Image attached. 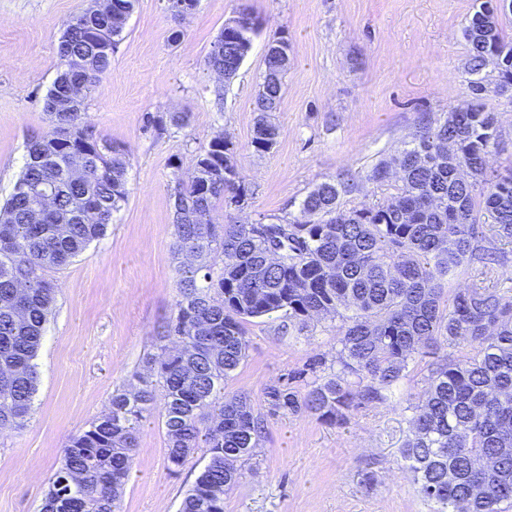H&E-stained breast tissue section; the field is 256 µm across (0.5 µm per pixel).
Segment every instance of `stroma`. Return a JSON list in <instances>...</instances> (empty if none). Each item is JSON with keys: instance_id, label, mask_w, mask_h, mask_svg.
Masks as SVG:
<instances>
[{"instance_id": "1", "label": "stroma", "mask_w": 512, "mask_h": 512, "mask_svg": "<svg viewBox=\"0 0 512 512\" xmlns=\"http://www.w3.org/2000/svg\"><path fill=\"white\" fill-rule=\"evenodd\" d=\"M87 0H0V203L12 192L27 146L47 131L43 99L57 76L58 41ZM474 0H198L184 19L168 0H135L112 66L85 100V125L131 158L128 198L101 240L62 270L36 362L38 390L28 421L0 430V512H39L69 435L101 417L114 389H134L178 298L173 189L189 180L200 147L232 144L252 190L248 223L298 215L317 184L354 178L353 201L380 189L366 175L409 140L422 117L467 98L470 59L461 29ZM261 22L237 75L224 80L206 59L225 20L241 9ZM179 41H171L173 31ZM287 36L294 61L284 79L281 135L267 153L251 147L254 101L270 42ZM189 115L159 132L150 115ZM331 318L307 327L276 318L246 323V358L224 386L246 394L266 434L224 498V512H431L400 446L407 400L422 398L424 366L391 399L348 424L311 413H271L269 385L318 364H336ZM162 404L144 423L121 512H179L206 463L196 451L171 471Z\"/></svg>"}]
</instances>
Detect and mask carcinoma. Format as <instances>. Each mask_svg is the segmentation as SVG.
<instances>
[{
	"label": "carcinoma",
	"instance_id": "cac0c4a2",
	"mask_svg": "<svg viewBox=\"0 0 512 512\" xmlns=\"http://www.w3.org/2000/svg\"><path fill=\"white\" fill-rule=\"evenodd\" d=\"M481 0L465 20L471 59L470 95L453 112L422 121L390 160L366 179L385 187L374 203L346 207L353 179L316 185L299 204L300 216L246 224L232 201L252 195L233 161L230 142L215 137L196 155L194 177L174 187L175 251L196 252L179 269L175 314L147 355L150 373L132 391L112 392L109 411L73 434L50 481L40 512H120V494L134 462L140 422L165 400L162 423L167 458L182 467L201 446L209 462L182 502L181 512H224V496L240 478L239 463L256 455L263 433L244 394L224 396L226 382L246 357L244 323L278 314L302 326L337 317L336 370L316 376L301 392L273 384L266 398L275 413L314 414L335 426L373 403H385L410 376L423 349L439 355L427 366L426 389L409 402V433L401 457L433 512H509L512 509V292L474 284L458 287L471 270L493 271L508 262L512 245V164L488 168L499 152L498 114L490 95L512 89V41L500 14ZM108 14L77 15L61 35L62 67L45 100L80 79L92 89L112 65L134 0ZM248 51L260 26L247 9ZM228 36L209 56L237 73L245 54ZM496 57L495 81L481 76ZM80 58L75 70L70 60ZM280 56L269 47L255 100L251 146L273 149L280 136L283 78ZM84 101L49 118L31 140L11 196L0 206V429H21L38 385L34 359L51 314L56 286L49 273L105 236L128 197L130 158L84 127ZM184 112L148 117L158 131L183 126ZM56 189V204L39 222L36 190ZM224 200V213L214 202ZM280 236L276 262L270 243ZM224 265L214 273L211 259ZM209 324L190 334L192 318Z\"/></svg>",
	"mask_w": 512,
	"mask_h": 512
}]
</instances>
